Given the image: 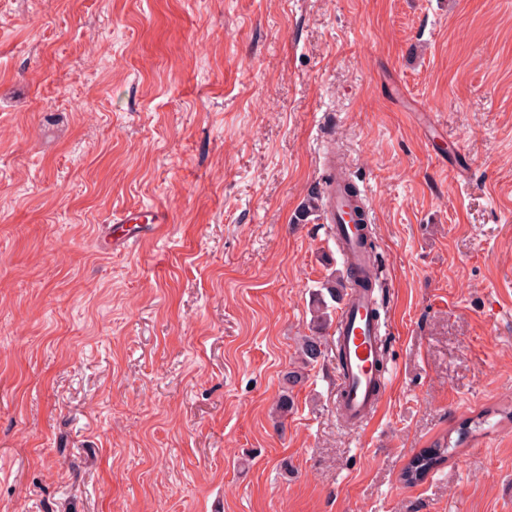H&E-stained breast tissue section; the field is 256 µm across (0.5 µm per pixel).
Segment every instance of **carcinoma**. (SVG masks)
<instances>
[{
  "label": "carcinoma",
  "instance_id": "obj_1",
  "mask_svg": "<svg viewBox=\"0 0 512 512\" xmlns=\"http://www.w3.org/2000/svg\"><path fill=\"white\" fill-rule=\"evenodd\" d=\"M346 286L347 279L332 277L326 280L321 289L314 294L311 334L299 339L295 367L282 375L281 390L274 404V413L277 418L285 419L293 411V389L303 382L305 370L322 358L325 347L322 331L331 322L328 300L336 301L343 298ZM450 449L451 446L448 443H437L434 447L415 455L405 468V481L413 483L424 478L435 465L446 460Z\"/></svg>",
  "mask_w": 512,
  "mask_h": 512
}]
</instances>
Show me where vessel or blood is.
Listing matches in <instances>:
<instances>
[{"label":"vessel or blood","instance_id":"b4317fda","mask_svg":"<svg viewBox=\"0 0 512 512\" xmlns=\"http://www.w3.org/2000/svg\"><path fill=\"white\" fill-rule=\"evenodd\" d=\"M343 183V176H336L318 208L336 236L345 240L351 268L366 274L374 257L361 243V230ZM374 307V294L347 292L334 331L336 346L344 353V362L337 367L336 406L343 422L355 429L370 424L382 403L386 385L385 376L375 366L381 353L378 340L382 323L373 316Z\"/></svg>","mask_w":512,"mask_h":512}]
</instances>
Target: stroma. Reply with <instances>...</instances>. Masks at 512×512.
<instances>
[{
    "mask_svg": "<svg viewBox=\"0 0 512 512\" xmlns=\"http://www.w3.org/2000/svg\"><path fill=\"white\" fill-rule=\"evenodd\" d=\"M333 153L383 287L358 432L330 341L271 415L344 271ZM131 208L165 233L104 249ZM510 410L512 0H0V512H512ZM115 224H150L154 229H163L166 222L163 213L159 211H132L121 215ZM448 443H437L434 448H427L415 455L407 464L404 471L405 481L417 482L436 465L446 460L449 450L455 448Z\"/></svg>",
    "mask_w": 512,
    "mask_h": 512,
    "instance_id": "obj_1",
    "label": "stroma"
}]
</instances>
